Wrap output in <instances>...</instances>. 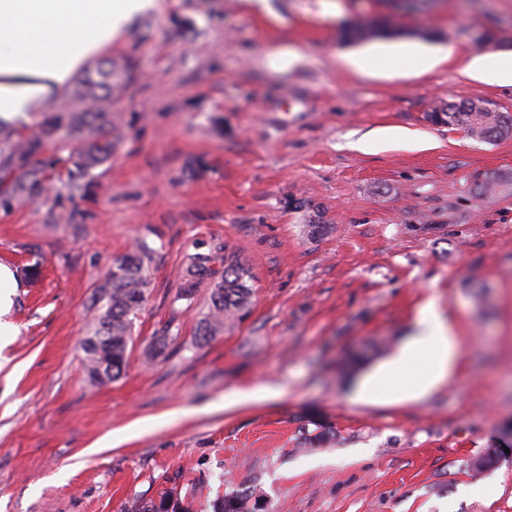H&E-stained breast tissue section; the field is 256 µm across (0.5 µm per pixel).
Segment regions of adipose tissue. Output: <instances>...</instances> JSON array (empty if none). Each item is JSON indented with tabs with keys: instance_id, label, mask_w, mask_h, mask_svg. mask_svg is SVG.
I'll return each mask as SVG.
<instances>
[{
	"instance_id": "1",
	"label": "adipose tissue",
	"mask_w": 512,
	"mask_h": 512,
	"mask_svg": "<svg viewBox=\"0 0 512 512\" xmlns=\"http://www.w3.org/2000/svg\"><path fill=\"white\" fill-rule=\"evenodd\" d=\"M156 6L157 0H0V118L31 119L89 58L124 33L133 14ZM460 349L450 324L426 304L416 333L360 382L357 395L383 383L396 399L423 397L452 374ZM423 353L429 360L419 381L400 386Z\"/></svg>"
}]
</instances>
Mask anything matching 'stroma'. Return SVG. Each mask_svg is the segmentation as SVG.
I'll list each match as a JSON object with an SVG mask.
<instances>
[{
    "label": "stroma",
    "mask_w": 512,
    "mask_h": 512,
    "mask_svg": "<svg viewBox=\"0 0 512 512\" xmlns=\"http://www.w3.org/2000/svg\"><path fill=\"white\" fill-rule=\"evenodd\" d=\"M391 10L159 0L105 49L137 65L112 103L125 138L111 162L56 206L0 210V264L41 272L21 276L18 333L0 350V512H120L170 487L212 512L231 485L267 512H512V184L475 193L481 176L512 173V136L430 118L474 99L512 113V84L466 71L512 53V0H436L396 16L402 36L342 39L347 19ZM490 29L502 44L480 46ZM371 53L392 61L350 65ZM141 239L156 254L129 366L94 387L89 300ZM214 251L250 267L252 306L198 346L210 285L179 293L187 255ZM430 300L462 338L454 373L415 401H355ZM162 334L170 348L148 359ZM258 383L279 397L225 406Z\"/></svg>",
    "instance_id": "obj_1"
}]
</instances>
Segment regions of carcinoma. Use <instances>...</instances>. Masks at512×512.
<instances>
[{
	"label": "carcinoma",
	"instance_id": "obj_1",
	"mask_svg": "<svg viewBox=\"0 0 512 512\" xmlns=\"http://www.w3.org/2000/svg\"><path fill=\"white\" fill-rule=\"evenodd\" d=\"M401 29L386 18L357 17L343 31L350 42L389 38ZM132 80V66L105 58L85 71L75 81L67 99L46 112H38L32 125L19 121L6 124L0 120V209L11 210L50 196L55 187L52 171L61 167L66 172L63 182L71 192L84 188L83 180L93 170L112 159L124 138L115 122L112 99L121 95ZM450 125L464 127L480 141H492L512 135V116L497 112L482 100L461 104L450 103L442 113ZM76 145L67 156L48 153V147L63 149ZM512 182L509 174L479 179L477 194L483 196ZM155 249L144 239L112 262L105 278L90 300L93 322L87 336L81 339L83 368L92 385H105L119 380L128 367L134 342V320L147 301L151 267ZM189 280L180 297L193 295L195 282L211 280L208 310L199 321L195 342L207 343L211 338L233 326L250 310L252 304V273L242 261L219 254L187 256ZM220 262L224 273L214 277L211 264ZM260 498L239 489H229L212 504L213 512H264ZM120 512H191V506L175 488H166L155 498L133 497Z\"/></svg>",
	"mask_w": 512,
	"mask_h": 512
}]
</instances>
